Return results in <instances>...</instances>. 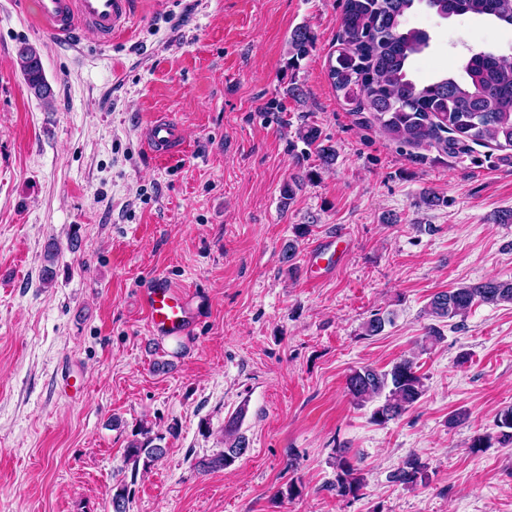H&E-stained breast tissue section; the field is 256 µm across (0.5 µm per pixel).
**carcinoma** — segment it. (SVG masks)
<instances>
[{"mask_svg":"<svg viewBox=\"0 0 512 512\" xmlns=\"http://www.w3.org/2000/svg\"><path fill=\"white\" fill-rule=\"evenodd\" d=\"M423 4L442 18L456 15L493 18L512 26V0H343L336 63L329 65L328 76L336 92L343 94L352 111L370 112L372 120L395 140L414 146H436L448 151V144L471 141L512 147V56L492 52H470L463 65L464 75L441 72L431 83L419 85L408 74L412 59L428 46L427 36L415 30H403L407 13L415 4ZM314 45L305 26L293 30L290 46L293 58H305ZM17 59L25 83L40 100L52 96L39 50L25 43ZM303 143L316 146L325 166L336 159V151L323 144L321 131L308 126L299 132ZM512 303V280L489 279L435 294L426 312L433 318L457 317L474 303ZM346 392L354 404L362 406L383 399L372 412V420L385 424L408 412L424 392L423 377L417 363L404 358L388 371L364 366L346 378ZM245 407L224 425V450L199 461L204 471L230 467L249 448L241 432ZM496 441L502 447L512 445V407L497 418ZM166 449L143 436L129 442L125 449L131 479L139 466L160 459ZM335 478L327 490L339 497L357 498L364 488V477L340 451L336 456ZM426 478V465L415 454L409 455L391 474L395 483L415 486ZM131 488L121 481L113 488L112 512H129Z\"/></svg>","mask_w":512,"mask_h":512,"instance_id":"cac0c4a2","label":"carcinoma"}]
</instances>
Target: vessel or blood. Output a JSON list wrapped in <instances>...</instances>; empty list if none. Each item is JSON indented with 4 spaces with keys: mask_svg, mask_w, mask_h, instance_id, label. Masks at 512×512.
<instances>
[{
    "mask_svg": "<svg viewBox=\"0 0 512 512\" xmlns=\"http://www.w3.org/2000/svg\"><path fill=\"white\" fill-rule=\"evenodd\" d=\"M38 11L49 33L72 34L83 26L103 37H111L133 17L131 0H38ZM152 154L164 159L180 153L179 131L173 120L152 123L145 132ZM148 324L155 335L174 336L189 332L194 316L186 295L165 278H156L145 294Z\"/></svg>",
    "mask_w": 512,
    "mask_h": 512,
    "instance_id": "vessel-or-blood-1",
    "label": "vessel or blood"
}]
</instances>
